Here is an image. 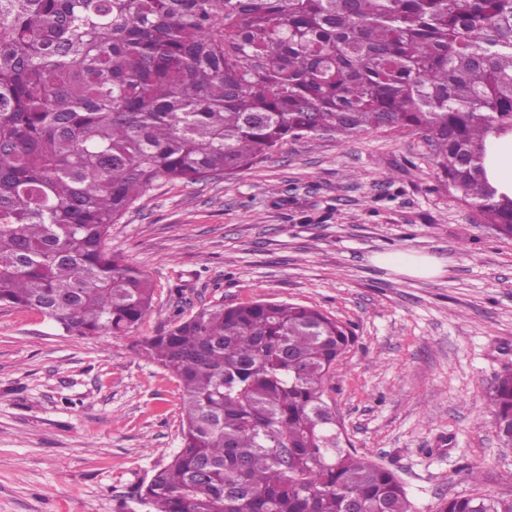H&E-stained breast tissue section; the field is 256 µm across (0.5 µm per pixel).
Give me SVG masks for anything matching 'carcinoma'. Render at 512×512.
Here are the masks:
<instances>
[{
	"instance_id": "cac0c4a2",
	"label": "carcinoma",
	"mask_w": 512,
	"mask_h": 512,
	"mask_svg": "<svg viewBox=\"0 0 512 512\" xmlns=\"http://www.w3.org/2000/svg\"><path fill=\"white\" fill-rule=\"evenodd\" d=\"M411 128L438 182L512 238L483 167L512 130V0H0V304L126 336L154 288L107 244L159 181L250 167L290 138ZM352 337L308 306L213 304L142 341L178 381L182 442L153 512H412L340 444L326 384ZM512 447V371L492 391ZM437 512H512V497Z\"/></svg>"
}]
</instances>
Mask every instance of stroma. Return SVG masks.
<instances>
[{
    "mask_svg": "<svg viewBox=\"0 0 512 512\" xmlns=\"http://www.w3.org/2000/svg\"><path fill=\"white\" fill-rule=\"evenodd\" d=\"M108 244L154 287L129 335L72 336L0 305V512H150L138 491L181 446L180 391L140 342L203 306L255 300L346 324L336 413L415 512L512 496L490 405L512 370V239L448 196L420 133L292 138L251 167L153 186ZM404 253L442 274L377 261ZM378 259L381 262L393 264L398 267L399 271L415 277H432L443 272L442 265L430 257L402 255L399 257L379 256Z\"/></svg>",
    "mask_w": 512,
    "mask_h": 512,
    "instance_id": "35a3bbf8",
    "label": "stroma"
}]
</instances>
